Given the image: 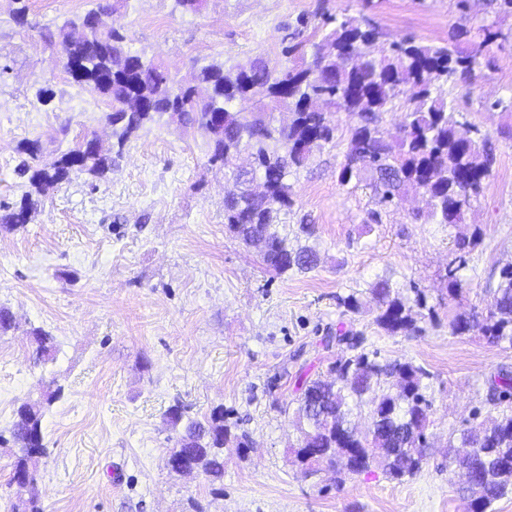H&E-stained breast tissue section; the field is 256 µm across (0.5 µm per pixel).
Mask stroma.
<instances>
[{
  "label": "stroma",
  "instance_id": "35a3bbf8",
  "mask_svg": "<svg viewBox=\"0 0 512 512\" xmlns=\"http://www.w3.org/2000/svg\"><path fill=\"white\" fill-rule=\"evenodd\" d=\"M99 4L128 51L181 85L214 62L292 65L287 28L301 17L316 25L325 10L367 17L389 41L438 44L457 25L475 36L498 24L507 39L490 67L471 86L443 87L490 139L492 174L464 223L418 219L422 194L385 205L371 172L340 182L355 121L337 113L333 140L289 176L293 204L275 224L320 263L277 274L225 226L236 186L211 163L205 134L162 115L117 147L108 103L65 74L51 35ZM511 97L512 17L498 19L488 0H471L463 16L455 0H208L199 13L176 0H0V208L29 189L16 173L23 142L40 144L43 164L92 136L112 157L103 178L75 173L40 197L28 224L0 223V307L15 321L0 335V512L29 498L12 481L9 435L18 407L40 401L48 382L62 394L43 407L47 452L32 464L41 512H466L447 446L467 424L512 410L487 401L512 345L477 327L453 334L449 323L484 314L493 273L512 262V112L496 105ZM382 280L410 302L425 294L419 335L376 325ZM351 294L359 312L341 303ZM35 328L54 336L52 362L33 364ZM340 328L364 336L366 352L428 371L430 446L416 476L374 468L308 479L290 453L300 387L330 378L344 348L324 339ZM175 404L196 420L223 408L232 432L251 440L248 452L225 449L222 479L167 466Z\"/></svg>",
  "mask_w": 512,
  "mask_h": 512
}]
</instances>
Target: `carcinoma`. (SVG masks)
I'll list each match as a JSON object with an SVG mask.
<instances>
[{
    "mask_svg": "<svg viewBox=\"0 0 512 512\" xmlns=\"http://www.w3.org/2000/svg\"><path fill=\"white\" fill-rule=\"evenodd\" d=\"M103 8L90 9L78 18L81 26L92 25L90 38L72 41L60 29L62 53L83 62L84 79L79 86L105 98L111 112L113 135L123 148L131 135L158 115L184 126L196 127L210 140V161L224 167V177L239 184L246 174L231 167L242 145L253 150L264 193L247 189L224 198V224L247 244L264 243V265L280 274L311 271L319 256L308 247L294 248L273 230L274 215L292 205L288 176L304 166L315 149L334 137L333 116L346 112L357 119L339 179L343 184L360 179L362 170L372 173L371 187L380 202L390 204L409 190L421 189L429 198V210L416 218L438 224L461 222L483 191L494 156L486 138L468 126L462 136V115L445 99L441 86L449 81L465 83L481 69L498 33L479 40L467 31H452L448 42L425 44L411 38L395 41L381 57L369 55L367 45L380 29L367 20L322 12L314 32L321 38L311 44L302 32L287 35L288 54L311 57L310 63L271 68L262 61L249 70H226L222 63L199 71L195 86H178L169 74L152 62L125 51L124 37L106 22ZM413 80L406 122L394 134L379 128L380 115L404 94L402 84ZM258 99L262 107L285 103L292 111L286 127L272 125L270 113L244 112L236 103ZM79 141L49 166L32 165L38 156L33 144L20 146L28 156L19 171L29 174L38 194L69 179L72 172L102 178L112 157L85 153ZM32 194L0 218L17 225L20 210H33ZM380 303L375 323L390 335H408L416 330L413 309L392 294L386 281L372 288ZM482 333L492 344L512 345V262L499 271L493 300L484 318ZM34 360L41 363L54 352L53 337L41 329L31 332ZM336 342L350 354L336 361L330 381H313L302 390L297 408L301 439L292 449L304 466L341 474H357L377 466L391 478L416 475L426 460L430 401L424 394L427 372L409 361L379 360L365 353L363 337L346 333ZM512 399V371L500 369L489 388V401L498 405ZM370 408L373 427L368 435L355 431V409ZM41 408L25 403L16 412L11 436L18 444L13 475L22 474L27 485L35 482L30 469L33 458L45 454ZM462 454L448 457L462 482L468 512H493V504L512 491V413H502L492 424H470L460 432ZM249 447L247 436H238L224 423L217 409L204 422L190 421L177 446L167 458L170 469L182 458L214 477L224 475V447Z\"/></svg>",
    "mask_w": 512,
    "mask_h": 512,
    "instance_id": "carcinoma-1",
    "label": "carcinoma"
}]
</instances>
